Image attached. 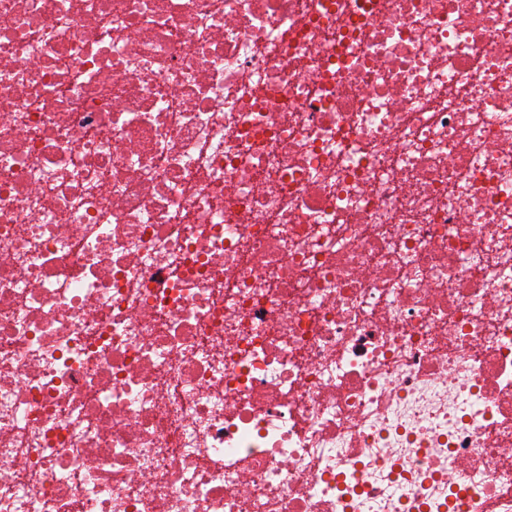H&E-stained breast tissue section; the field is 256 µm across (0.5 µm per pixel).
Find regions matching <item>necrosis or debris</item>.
<instances>
[{
	"label": "necrosis or debris",
	"mask_w": 512,
	"mask_h": 512,
	"mask_svg": "<svg viewBox=\"0 0 512 512\" xmlns=\"http://www.w3.org/2000/svg\"><path fill=\"white\" fill-rule=\"evenodd\" d=\"M0 512H512V0H0Z\"/></svg>",
	"instance_id": "obj_1"
}]
</instances>
